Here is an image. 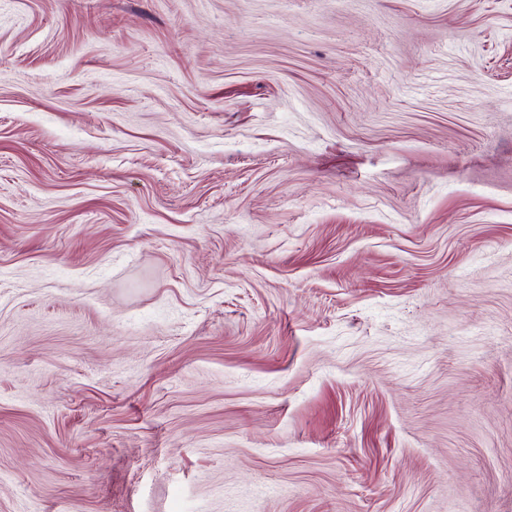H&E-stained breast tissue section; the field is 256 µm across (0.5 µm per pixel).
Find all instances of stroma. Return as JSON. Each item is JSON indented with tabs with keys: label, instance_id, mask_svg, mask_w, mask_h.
<instances>
[{
	"label": "stroma",
	"instance_id": "stroma-1",
	"mask_svg": "<svg viewBox=\"0 0 512 512\" xmlns=\"http://www.w3.org/2000/svg\"><path fill=\"white\" fill-rule=\"evenodd\" d=\"M0 512H512V0H0Z\"/></svg>",
	"mask_w": 512,
	"mask_h": 512
}]
</instances>
